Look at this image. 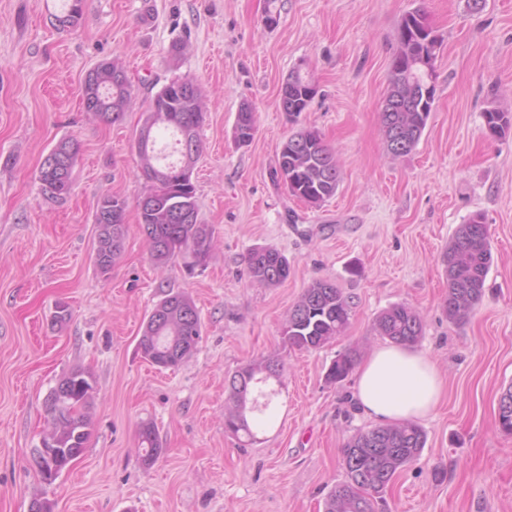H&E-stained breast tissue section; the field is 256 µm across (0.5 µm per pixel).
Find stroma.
<instances>
[{
  "label": "stroma",
  "mask_w": 512,
  "mask_h": 512,
  "mask_svg": "<svg viewBox=\"0 0 512 512\" xmlns=\"http://www.w3.org/2000/svg\"><path fill=\"white\" fill-rule=\"evenodd\" d=\"M85 0L79 25L55 18L68 0H0V512H323L344 478L341 450L370 419L351 402L354 378L326 380L337 354L360 356L384 340L375 319L403 304L424 332L448 394L421 419V456L387 495L388 512H512V435L496 422L512 385V133L490 138L484 110L512 105V0ZM423 8L442 48L435 103L410 154L387 150L379 113L401 18ZM190 53L173 62V42ZM120 58L137 89L113 124L84 111L81 89L99 62ZM317 93L297 123L279 108L293 70ZM189 75L208 90L202 153L193 171L200 223L216 247L156 267L138 220L143 190L136 134L155 93ZM256 132L238 144L241 105ZM317 129L341 181L315 207L274 171L282 143ZM80 152L66 201L48 200L38 172L64 139ZM106 192L127 201L124 250L108 274L94 265V215ZM484 217L492 264L468 322L449 321L443 254L456 227ZM271 246L290 264L268 287L249 278L250 249ZM316 279L352 300L342 337L309 352L290 349L282 323ZM195 302L197 350L175 368L146 361L141 325L168 289ZM71 317L53 321L57 303ZM280 360L268 426L254 441L224 429L230 377ZM90 372L91 436L80 460L48 482L29 461L46 433L43 402L71 369ZM152 423L163 452L142 461L138 431Z\"/></svg>",
  "instance_id": "1"
}]
</instances>
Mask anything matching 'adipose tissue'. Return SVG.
<instances>
[{
    "label": "adipose tissue",
    "mask_w": 512,
    "mask_h": 512,
    "mask_svg": "<svg viewBox=\"0 0 512 512\" xmlns=\"http://www.w3.org/2000/svg\"><path fill=\"white\" fill-rule=\"evenodd\" d=\"M444 393L433 359L392 343L373 350L360 365L355 401L364 416L388 425L427 417Z\"/></svg>",
    "instance_id": "1"
}]
</instances>
